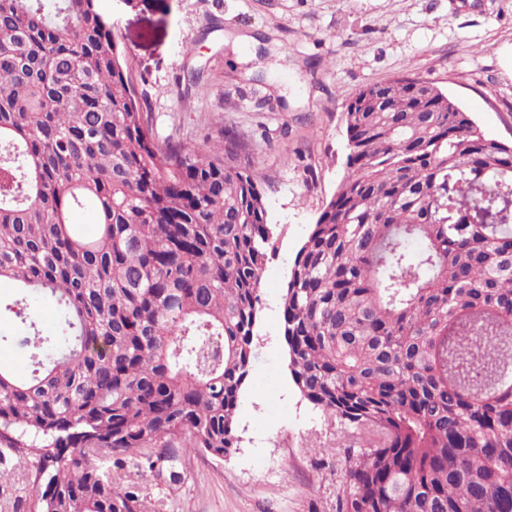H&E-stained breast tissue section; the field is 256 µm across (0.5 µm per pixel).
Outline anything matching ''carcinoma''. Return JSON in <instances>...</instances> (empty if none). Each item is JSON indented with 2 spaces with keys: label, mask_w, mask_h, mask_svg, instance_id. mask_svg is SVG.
Masks as SVG:
<instances>
[{
  "label": "carcinoma",
  "mask_w": 512,
  "mask_h": 512,
  "mask_svg": "<svg viewBox=\"0 0 512 512\" xmlns=\"http://www.w3.org/2000/svg\"><path fill=\"white\" fill-rule=\"evenodd\" d=\"M411 73L346 105L348 154L282 296L300 395L368 436L337 512H512V144ZM97 0H0V281L36 318L0 364V441L38 512H142L144 480L223 457L275 244L224 145L158 143ZM91 208L84 236L74 212ZM0 363H7L21 373L30 367L28 354L11 342H0Z\"/></svg>",
  "instance_id": "obj_1"
}]
</instances>
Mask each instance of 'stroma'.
Masks as SVG:
<instances>
[{"instance_id": "stroma-1", "label": "stroma", "mask_w": 512, "mask_h": 512, "mask_svg": "<svg viewBox=\"0 0 512 512\" xmlns=\"http://www.w3.org/2000/svg\"><path fill=\"white\" fill-rule=\"evenodd\" d=\"M159 140L229 142L254 174L276 251L260 290L254 358L224 458L180 456L145 481L113 470L145 512H336L343 432L294 386L282 294L294 257L335 193L348 153L345 107L405 72L453 96L491 138L512 142V0H100ZM0 512H31L35 452L0 442Z\"/></svg>"}]
</instances>
